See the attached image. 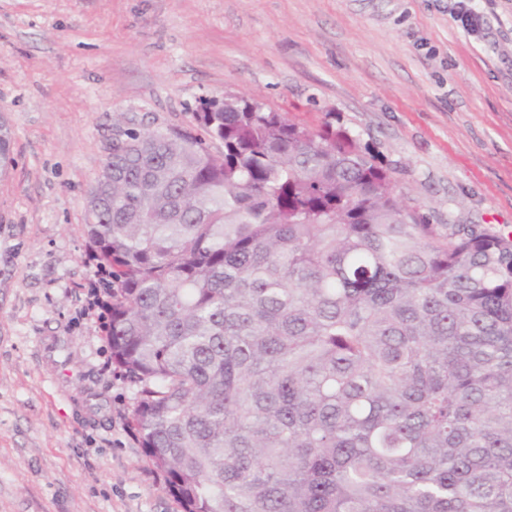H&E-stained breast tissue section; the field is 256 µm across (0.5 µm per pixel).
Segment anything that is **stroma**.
I'll list each match as a JSON object with an SVG mask.
<instances>
[{
  "label": "stroma",
  "instance_id": "1",
  "mask_svg": "<svg viewBox=\"0 0 512 512\" xmlns=\"http://www.w3.org/2000/svg\"><path fill=\"white\" fill-rule=\"evenodd\" d=\"M0 0V512H182L88 307L87 191L120 127L244 96L369 148L432 224L512 234V0ZM125 122L116 125L114 113Z\"/></svg>",
  "mask_w": 512,
  "mask_h": 512
}]
</instances>
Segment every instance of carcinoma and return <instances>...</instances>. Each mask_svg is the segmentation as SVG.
I'll list each match as a JSON object with an SVG mask.
<instances>
[{
  "label": "carcinoma",
  "mask_w": 512,
  "mask_h": 512,
  "mask_svg": "<svg viewBox=\"0 0 512 512\" xmlns=\"http://www.w3.org/2000/svg\"><path fill=\"white\" fill-rule=\"evenodd\" d=\"M87 197L112 363L183 512H512V236L429 224L342 130L202 101ZM10 136L0 120V174Z\"/></svg>",
  "instance_id": "obj_1"
}]
</instances>
